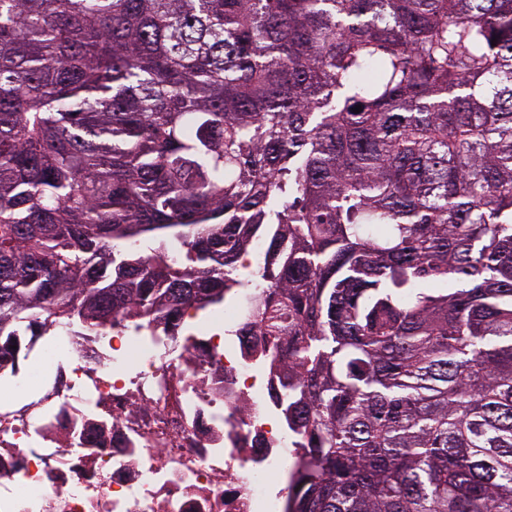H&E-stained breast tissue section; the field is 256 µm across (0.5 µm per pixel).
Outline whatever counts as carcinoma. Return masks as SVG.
Instances as JSON below:
<instances>
[{
    "label": "carcinoma",
    "instance_id": "cac0c4a2",
    "mask_svg": "<svg viewBox=\"0 0 512 512\" xmlns=\"http://www.w3.org/2000/svg\"><path fill=\"white\" fill-rule=\"evenodd\" d=\"M241 297L288 512H512V0H0V370Z\"/></svg>",
    "mask_w": 512,
    "mask_h": 512
}]
</instances>
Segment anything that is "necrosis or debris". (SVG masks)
Returning <instances> with one entry per match:
<instances>
[{"label":"necrosis or debris","mask_w":512,"mask_h":512,"mask_svg":"<svg viewBox=\"0 0 512 512\" xmlns=\"http://www.w3.org/2000/svg\"><path fill=\"white\" fill-rule=\"evenodd\" d=\"M230 302L189 330L25 337L0 401V512H288L298 450Z\"/></svg>","instance_id":"1"}]
</instances>
